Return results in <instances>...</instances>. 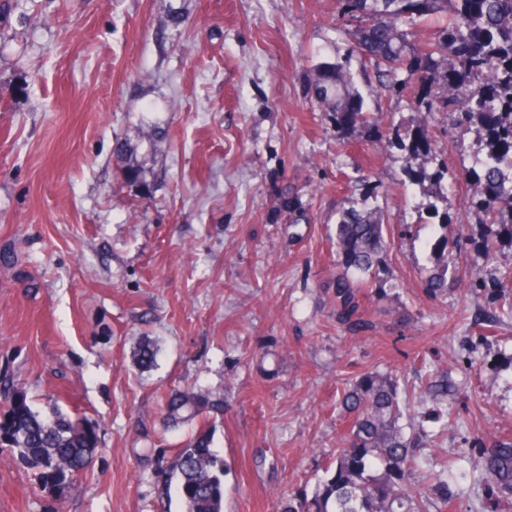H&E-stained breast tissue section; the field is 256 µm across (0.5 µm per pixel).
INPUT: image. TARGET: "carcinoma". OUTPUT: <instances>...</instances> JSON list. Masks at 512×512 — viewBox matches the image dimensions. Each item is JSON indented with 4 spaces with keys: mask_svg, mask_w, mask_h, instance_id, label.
Wrapping results in <instances>:
<instances>
[{
    "mask_svg": "<svg viewBox=\"0 0 512 512\" xmlns=\"http://www.w3.org/2000/svg\"><path fill=\"white\" fill-rule=\"evenodd\" d=\"M354 52L373 67L381 86L392 97L404 96L412 84L413 112H454L462 124L475 125L486 159L471 168L479 186L476 205L495 226L484 242L494 249L500 237L512 238V0H339ZM444 13L449 24L422 48L408 41L406 28L425 16ZM310 90L338 131L375 125L363 111L352 87L351 73L341 63H322L310 80ZM393 135L408 141L410 156L423 153L437 160L427 134L398 126ZM344 208L336 223L338 262L336 319L349 329L365 325L358 316L365 277L382 267L387 245L379 207ZM280 211L291 224L307 220L298 199L281 194ZM432 295L448 294L446 271L422 277ZM158 349L150 341L138 344L136 364L152 368ZM428 389L435 402L448 397V377L437 375ZM223 400L211 393L173 391L165 402L174 425L219 413ZM341 408L347 435L336 450L335 466L325 469L315 491L284 504L281 512H425L426 491L414 481L420 449L432 434L412 426L415 414L401 406L398 379L367 373L343 392ZM95 428L83 418L56 410L43 417L26 396L15 392L0 408V448L12 450L37 470L46 486L65 488L83 471L95 448ZM478 466L503 494H512V441H494ZM165 486L175 485L184 512H224V458L212 447L211 434L199 428L177 449L171 462L157 472ZM448 466L427 476L430 490L448 504Z\"/></svg>",
    "mask_w": 512,
    "mask_h": 512,
    "instance_id": "obj_1",
    "label": "carcinoma"
}]
</instances>
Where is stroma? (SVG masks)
<instances>
[{
	"label": "stroma",
	"instance_id": "35a3bbf8",
	"mask_svg": "<svg viewBox=\"0 0 512 512\" xmlns=\"http://www.w3.org/2000/svg\"><path fill=\"white\" fill-rule=\"evenodd\" d=\"M339 19L338 0H0V391L83 415L99 440L59 493L0 448V512H183L155 476L188 437L163 426L173 388L224 399L210 418L224 512H279L323 477L349 380L397 373L419 409L430 363L454 390L420 467H453L447 506L428 512H512L475 468L512 438V317L499 311L512 242L483 249L467 171L478 134L385 96ZM337 60L382 129L418 126L437 145L449 203L432 195L433 165L321 111L308 83ZM118 139L146 187L124 181ZM287 187L309 223L287 226ZM372 190L386 268L352 331L336 320L331 238ZM441 268L448 294L429 297L420 272ZM142 340L159 348L148 371L133 360Z\"/></svg>",
	"mask_w": 512,
	"mask_h": 512
}]
</instances>
